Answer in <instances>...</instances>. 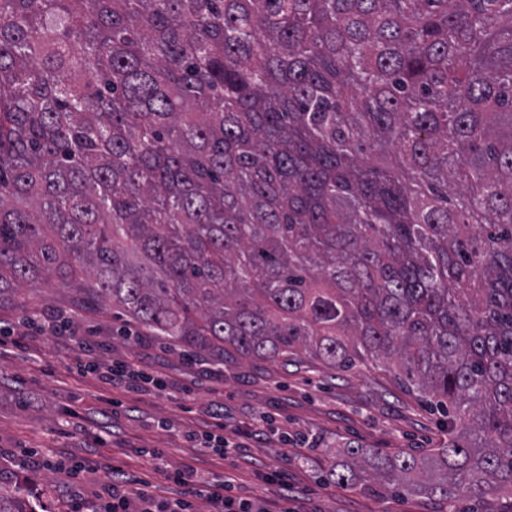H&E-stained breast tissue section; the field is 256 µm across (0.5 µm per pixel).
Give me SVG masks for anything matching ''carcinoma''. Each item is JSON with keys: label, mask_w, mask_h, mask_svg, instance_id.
<instances>
[{"label": "carcinoma", "mask_w": 512, "mask_h": 512, "mask_svg": "<svg viewBox=\"0 0 512 512\" xmlns=\"http://www.w3.org/2000/svg\"><path fill=\"white\" fill-rule=\"evenodd\" d=\"M52 281L216 362H389L448 445L330 481L512 498V0H0V302Z\"/></svg>", "instance_id": "obj_1"}]
</instances>
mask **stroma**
I'll return each mask as SVG.
<instances>
[{"mask_svg": "<svg viewBox=\"0 0 512 512\" xmlns=\"http://www.w3.org/2000/svg\"><path fill=\"white\" fill-rule=\"evenodd\" d=\"M23 305L0 307V325L27 338L28 346L0 347V470L15 481L30 476L39 512H55L56 497L85 500L108 480L103 463L130 475L140 472L145 448L166 452L175 469L191 462L219 477L232 470L238 491L256 512H443L441 502L416 496H368L326 481L330 460L343 444L386 452L420 453L448 439L447 419L385 368L367 360L349 371L333 370L302 358L234 361L208 358L140 334L132 343L121 334L129 324L118 309L84 301L56 284L24 287ZM64 316L77 337L91 341V358L117 362L133 355L167 377L166 391L129 392L75 371L78 348L57 336L36 333L33 318ZM121 400L113 409L112 400ZM220 407L228 429H248L266 417L269 433L252 443L246 458L212 459L186 439L213 407ZM80 462L70 478L53 470L22 464L25 449ZM276 469L287 472L298 499L280 500L262 481Z\"/></svg>", "mask_w": 512, "mask_h": 512, "instance_id": "1", "label": "stroma"}]
</instances>
